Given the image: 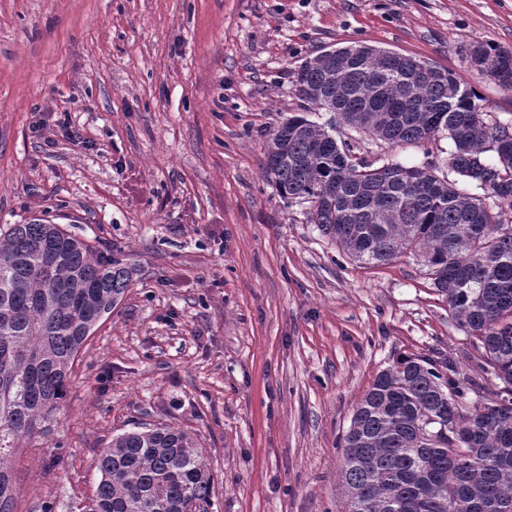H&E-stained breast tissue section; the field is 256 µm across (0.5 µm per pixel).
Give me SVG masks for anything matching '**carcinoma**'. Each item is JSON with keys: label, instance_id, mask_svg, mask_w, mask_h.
I'll use <instances>...</instances> for the list:
<instances>
[{"label": "carcinoma", "instance_id": "cac0c4a2", "mask_svg": "<svg viewBox=\"0 0 512 512\" xmlns=\"http://www.w3.org/2000/svg\"><path fill=\"white\" fill-rule=\"evenodd\" d=\"M472 50L511 91L512 55L487 41ZM417 64L371 46L305 62L294 82L302 111L270 132L263 173L349 258L419 256L482 373L502 384L486 393L451 356L402 357L379 372L342 437L343 512H512V122L488 120L485 99L452 71ZM320 111L338 119H309ZM338 122L392 149L445 137L451 170L479 192L434 165H378L359 139L336 141ZM131 275L58 224L0 228V512H14V448L42 432L71 361ZM97 469L78 512H200L213 485L193 437L163 423L112 437Z\"/></svg>", "mask_w": 512, "mask_h": 512}]
</instances>
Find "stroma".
Returning a JSON list of instances; mask_svg holds the SVG:
<instances>
[{
	"instance_id": "obj_1",
	"label": "stroma",
	"mask_w": 512,
	"mask_h": 512,
	"mask_svg": "<svg viewBox=\"0 0 512 512\" xmlns=\"http://www.w3.org/2000/svg\"><path fill=\"white\" fill-rule=\"evenodd\" d=\"M479 39L512 51V0H0V225H63L133 271L15 451V512H78L113 435L157 423L204 448L206 512H341L340 441L379 371L441 352L496 391L418 258H348L262 173L298 70L356 42L511 122ZM449 148L371 156L445 175Z\"/></svg>"
}]
</instances>
